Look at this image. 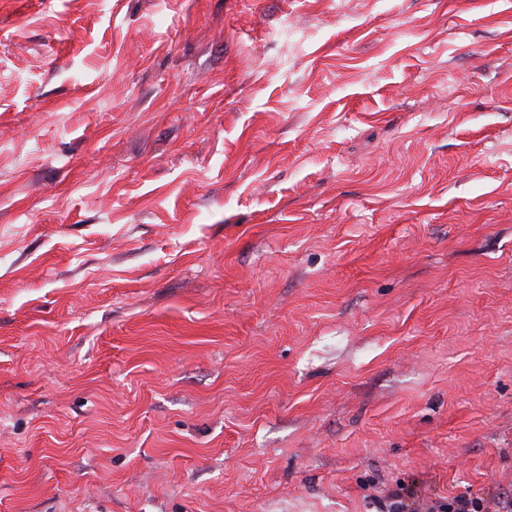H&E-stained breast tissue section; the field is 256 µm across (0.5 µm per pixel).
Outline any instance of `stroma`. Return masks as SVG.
<instances>
[{
	"instance_id": "obj_1",
	"label": "stroma",
	"mask_w": 512,
	"mask_h": 512,
	"mask_svg": "<svg viewBox=\"0 0 512 512\" xmlns=\"http://www.w3.org/2000/svg\"><path fill=\"white\" fill-rule=\"evenodd\" d=\"M512 492V0H0V512Z\"/></svg>"
}]
</instances>
